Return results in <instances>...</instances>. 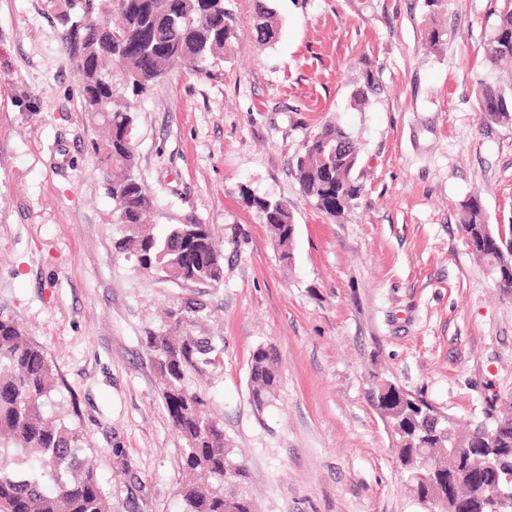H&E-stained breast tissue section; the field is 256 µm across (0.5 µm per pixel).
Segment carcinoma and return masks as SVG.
<instances>
[{"label": "carcinoma", "instance_id": "cac0c4a2", "mask_svg": "<svg viewBox=\"0 0 512 512\" xmlns=\"http://www.w3.org/2000/svg\"><path fill=\"white\" fill-rule=\"evenodd\" d=\"M228 0H46L63 33V49L77 76L81 110L96 127L91 149L107 179L121 215L119 252L146 270L173 281L217 286L224 277V256L207 224H170L161 231L148 223L154 208L138 171L133 144L134 114L126 93L148 95L178 68L207 74L231 59L239 39ZM430 23L429 47L439 52L446 31L435 19L443 0H425ZM255 41L272 45L280 22L267 0H255ZM80 31L74 42L72 31ZM485 56L495 65L512 59V0H501ZM479 109L488 123L512 124V80L482 82ZM357 140L341 124L329 121L295 157L294 175L302 193L323 213L336 218L354 206L363 192L357 170ZM243 202L260 214L281 250L291 258L295 232L288 202L242 193ZM462 238L486 260L502 293L512 294V224H491L478 197L465 205ZM206 311L189 301L168 311L162 331H150L146 347L153 356L163 404L172 427L185 441L182 458L190 479L179 488L184 512H256L248 491L249 473L224 434V425L206 413L207 400L190 377L214 364L208 341L183 330ZM278 362L260 346L251 358L250 381L256 408L265 406L277 385ZM54 375L43 349L12 317L0 315V512H112L96 470L82 457L81 432L51 418L46 407ZM397 448L396 463L421 502L448 497V469L461 475L458 495L464 512H493L490 487L497 474L512 472V395L492 404L493 427L484 438L458 434L448 417L422 397L381 379L373 394ZM471 449L448 462V447ZM496 458L499 473L481 468ZM426 458L435 478L419 480L411 471Z\"/></svg>", "mask_w": 512, "mask_h": 512}]
</instances>
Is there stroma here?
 <instances>
[{
	"label": "stroma",
	"mask_w": 512,
	"mask_h": 512,
	"mask_svg": "<svg viewBox=\"0 0 512 512\" xmlns=\"http://www.w3.org/2000/svg\"><path fill=\"white\" fill-rule=\"evenodd\" d=\"M271 5L272 47L253 38V0H232L234 59L207 76L174 72L132 102L152 222L211 225L224 253L212 286L115 252L62 31L44 0H0V312L47 355V411L82 431L112 512H183V441L145 336L189 299L208 312L188 332L219 357L190 384L242 451L258 512H425L373 405L377 377L474 426L512 393V295L460 233L473 196L490 223L512 224V125L485 123L477 101L482 81L512 76L484 55L499 0H445L438 54L425 0ZM364 86L360 112L351 97ZM328 121L354 132L362 156L364 191L335 219L292 167ZM246 190L291 205V259ZM260 346L280 369L261 409L249 379ZM116 448L131 473L115 469Z\"/></svg>",
	"instance_id": "1"
}]
</instances>
